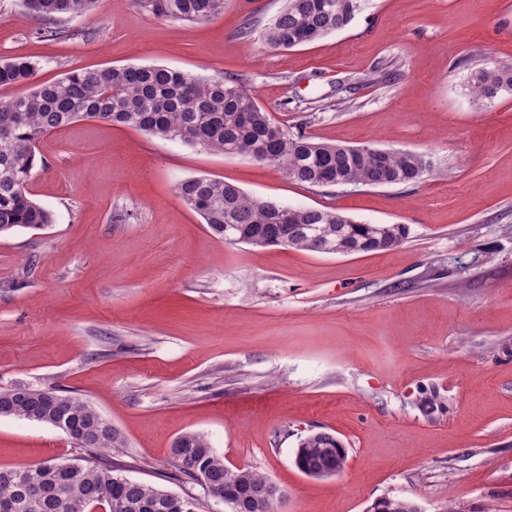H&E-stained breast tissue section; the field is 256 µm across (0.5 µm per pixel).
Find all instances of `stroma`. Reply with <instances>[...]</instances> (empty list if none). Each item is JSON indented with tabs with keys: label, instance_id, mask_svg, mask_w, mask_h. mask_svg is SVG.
Segmentation results:
<instances>
[{
	"label": "stroma",
	"instance_id": "obj_1",
	"mask_svg": "<svg viewBox=\"0 0 512 512\" xmlns=\"http://www.w3.org/2000/svg\"><path fill=\"white\" fill-rule=\"evenodd\" d=\"M282 0H225L215 18L98 0L39 34L0 0V60L38 81L157 65L233 76L290 131L425 155L408 185L314 187L273 166L85 120L46 134L29 191L54 222L0 236V390L58 388L88 402L130 480L229 512L176 476L181 433L277 484L276 512H512V94L479 102L481 66H512V0H363L344 29L273 49ZM251 39H242L244 22ZM208 176L250 197L404 224L386 252L228 245L180 198ZM336 435L347 463L314 480L301 438ZM59 429L0 417V468L86 457Z\"/></svg>",
	"mask_w": 512,
	"mask_h": 512
}]
</instances>
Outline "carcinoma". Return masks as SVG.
<instances>
[{
  "label": "carcinoma",
  "instance_id": "obj_1",
  "mask_svg": "<svg viewBox=\"0 0 512 512\" xmlns=\"http://www.w3.org/2000/svg\"><path fill=\"white\" fill-rule=\"evenodd\" d=\"M96 0H23L31 16L50 20L91 10ZM361 0H283L265 28V41L279 49L314 42L346 27ZM157 17L188 22L207 20L224 10V0H135ZM36 63L24 58L0 61V88L28 83V93L0 108V235L45 227L53 213L35 202L28 186L36 175L37 142L47 133L95 119L128 126L164 140L200 145L230 156L272 165L299 183L329 186L416 183L429 171L423 155L377 147H352L319 141L276 124L254 96L232 77L201 78L178 69L144 65L72 71L49 83L33 81ZM472 96L491 101L512 93V67L479 68L469 85ZM184 203L198 213L212 235L227 244L283 246L326 254L389 251L408 236L404 224H361L332 208L290 207L248 197L238 186L201 176L178 186ZM76 430L79 448L110 452L123 447L120 433L80 397L60 390L15 387L0 391V417L53 424L58 415ZM337 437L324 432L305 437L295 458L307 469L336 459ZM178 472L203 479L214 496L241 502L267 477L240 469L225 480L224 458L204 436L185 432L173 442ZM116 469L91 459L44 461L0 469V512H193L186 499L152 484L117 481ZM43 490L38 507L29 506L22 487ZM387 512H417L413 503L384 497Z\"/></svg>",
  "mask_w": 512,
  "mask_h": 512
}]
</instances>
